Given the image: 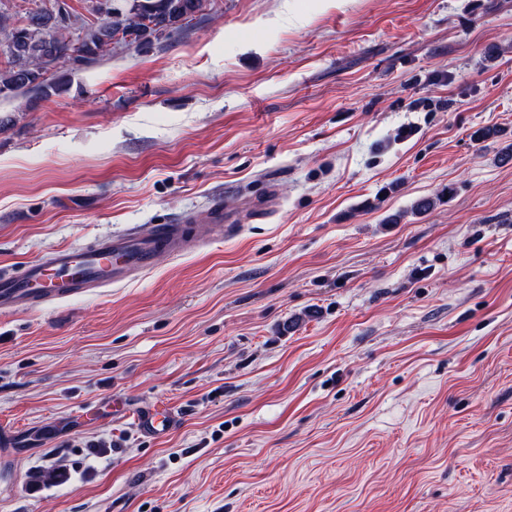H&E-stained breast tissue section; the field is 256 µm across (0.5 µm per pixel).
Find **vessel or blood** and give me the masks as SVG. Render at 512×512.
Here are the masks:
<instances>
[{"label":"vessel or blood","instance_id":"b4317fda","mask_svg":"<svg viewBox=\"0 0 512 512\" xmlns=\"http://www.w3.org/2000/svg\"><path fill=\"white\" fill-rule=\"evenodd\" d=\"M224 211L214 207L211 224L197 234L183 223L151 224L105 239L91 249L62 248L44 260L26 263L17 273H0V312H17L40 303L69 300L96 288L136 279L149 271L159 252L181 255L202 248L223 234ZM137 428L150 436L167 435L176 425L170 409H153L136 417Z\"/></svg>","mask_w":512,"mask_h":512}]
</instances>
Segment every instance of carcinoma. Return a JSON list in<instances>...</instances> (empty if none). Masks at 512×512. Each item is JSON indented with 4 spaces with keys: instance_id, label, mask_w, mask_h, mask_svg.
<instances>
[{
    "instance_id": "1",
    "label": "carcinoma",
    "mask_w": 512,
    "mask_h": 512,
    "mask_svg": "<svg viewBox=\"0 0 512 512\" xmlns=\"http://www.w3.org/2000/svg\"><path fill=\"white\" fill-rule=\"evenodd\" d=\"M207 0H112V17H107L94 30L87 33L84 52L74 53L73 37L66 29L69 12L62 0H55L53 9L32 10L26 24L16 28L5 15H0V31L18 33L20 39L9 54V67L0 72V92L19 89H37L49 97L67 90L64 82L47 83L43 75L60 62L87 66L96 57L110 50L112 43L126 39L129 30L141 25L144 19L157 26L155 32L163 34L180 29L178 18L191 20L201 13ZM448 187L436 197H425L414 202L412 212L422 214L431 210L444 196L452 195Z\"/></svg>"
}]
</instances>
